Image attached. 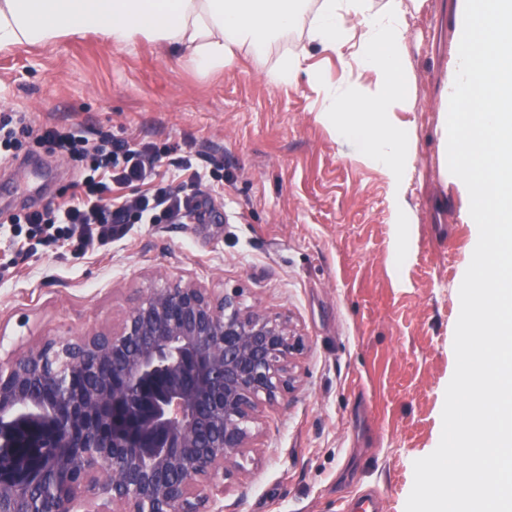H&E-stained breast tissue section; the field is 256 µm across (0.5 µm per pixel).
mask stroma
I'll use <instances>...</instances> for the list:
<instances>
[{
	"mask_svg": "<svg viewBox=\"0 0 512 512\" xmlns=\"http://www.w3.org/2000/svg\"><path fill=\"white\" fill-rule=\"evenodd\" d=\"M464 0H425L408 17L411 112L396 118L414 154L409 224L389 223L386 180L357 143L315 121L306 79L272 85L284 54L307 52L332 80L354 79L350 55L310 43L308 20L265 57L207 74L144 39L123 48L87 33L0 52V114L78 126L162 148L192 143L211 185L183 224H133L77 253L38 252L0 233V350L32 347L119 322L137 288L168 273L238 290L244 305L288 313L307 339L298 382L260 427L259 448L229 476L226 512H342L375 491L405 512L413 463L433 452L455 369L459 288L473 252L466 186L443 176L440 93L454 75ZM79 162L33 138L0 160V224L37 196H69Z\"/></svg>",
	"mask_w": 512,
	"mask_h": 512,
	"instance_id": "1",
	"label": "stroma"
}]
</instances>
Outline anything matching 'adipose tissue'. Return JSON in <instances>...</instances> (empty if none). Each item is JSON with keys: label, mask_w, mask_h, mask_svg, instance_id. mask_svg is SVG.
Masks as SVG:
<instances>
[{"label": "adipose tissue", "mask_w": 512, "mask_h": 512, "mask_svg": "<svg viewBox=\"0 0 512 512\" xmlns=\"http://www.w3.org/2000/svg\"><path fill=\"white\" fill-rule=\"evenodd\" d=\"M421 0H320L308 36L325 49L352 57L368 82L339 84L307 67L301 53L267 71L272 84L306 77L319 107L315 119L338 141L355 140L386 179L389 221L405 224L411 212L404 180L414 160L396 112L414 102L402 93L408 78L407 16ZM310 0H0V51L54 44L86 32L121 48L142 37L184 48L202 72L232 66L238 55L262 52L293 29Z\"/></svg>", "instance_id": "ef3b65f1"}]
</instances>
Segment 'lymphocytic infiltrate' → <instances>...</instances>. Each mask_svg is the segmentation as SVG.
<instances>
[{
	"mask_svg": "<svg viewBox=\"0 0 512 512\" xmlns=\"http://www.w3.org/2000/svg\"><path fill=\"white\" fill-rule=\"evenodd\" d=\"M20 132L35 135L58 156L85 163L77 193L12 218L13 236L38 245L64 239L81 248L103 246L124 237L127 224L181 220L203 193V179L191 157L182 161L183 181L172 186L164 181L162 156L156 148L56 125L36 126L24 112L0 120V157L16 147Z\"/></svg>",
	"mask_w": 512,
	"mask_h": 512,
	"instance_id": "lymphocytic-infiltrate-1",
	"label": "lymphocytic infiltrate"
}]
</instances>
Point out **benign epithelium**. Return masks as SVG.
<instances>
[{
  "label": "benign epithelium",
  "instance_id": "benign-epithelium-1",
  "mask_svg": "<svg viewBox=\"0 0 512 512\" xmlns=\"http://www.w3.org/2000/svg\"><path fill=\"white\" fill-rule=\"evenodd\" d=\"M304 350L287 315L179 275L116 325L0 357V512H224Z\"/></svg>",
  "mask_w": 512,
  "mask_h": 512
}]
</instances>
